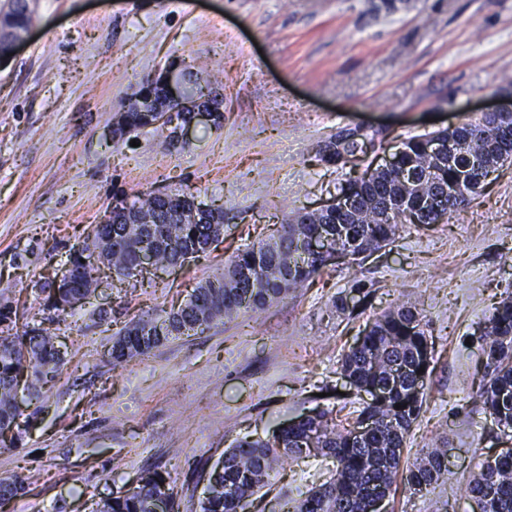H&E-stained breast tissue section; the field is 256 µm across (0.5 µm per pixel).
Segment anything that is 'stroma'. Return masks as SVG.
<instances>
[{"label": "stroma", "instance_id": "stroma-1", "mask_svg": "<svg viewBox=\"0 0 512 512\" xmlns=\"http://www.w3.org/2000/svg\"><path fill=\"white\" fill-rule=\"evenodd\" d=\"M38 17L0 66V305L43 316L38 285L60 271L115 193L158 186L223 208L205 255L133 294L76 308L68 347L22 444L0 474L26 489L0 512H92L142 471L169 474L179 512H199L205 475L237 438H268L316 409L357 407L340 370L368 321L408 302L434 345L426 401L404 447L439 445L448 477L398 486L386 512H476L463 487L512 447L475 401L487 316L512 296V163L437 224L403 225L361 264H330L264 310L169 340L113 366L114 334L141 311L183 304L281 224L317 210L363 166L329 164L326 143L357 126L386 153L409 137L480 118L512 89V0H29ZM185 64L221 80L224 123L172 147L152 128L110 130L144 76ZM349 308L337 310L336 298ZM336 469L276 465L250 512H275Z\"/></svg>", "mask_w": 512, "mask_h": 512}]
</instances>
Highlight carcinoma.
<instances>
[{
    "mask_svg": "<svg viewBox=\"0 0 512 512\" xmlns=\"http://www.w3.org/2000/svg\"><path fill=\"white\" fill-rule=\"evenodd\" d=\"M34 23L26 0H11L0 13V25L27 30ZM126 120L131 130L156 124L152 112L130 107ZM512 118L483 115L448 131V157L435 158L426 151L423 137L406 141L400 167L414 176L408 179L371 178L357 194L353 208L345 213L308 214L307 224H283L278 236L260 241L238 253L224 271L206 280L183 306L169 312L145 311L130 320L113 338L112 365L149 354L164 342L202 333L221 318L241 310L256 312L304 283L324 266L323 260L305 250L306 239L325 233L329 245L352 249L359 255L387 246L400 223L382 218L386 199L400 200L419 214L429 202L447 194L448 212L464 200L451 188L465 178L468 195L477 193L495 172L503 153H512ZM194 196L171 193L161 199L153 192L132 197L115 195L112 202L153 214L154 224H103L91 242L69 254V266L61 276L40 284L45 305L58 313L73 308L79 295L91 291L100 280L101 266L92 262L96 249L107 251L108 263L117 281H130L142 274L140 257H153L155 268L185 263L186 256L206 252L205 246L224 229L222 224H186L184 213ZM9 306L0 307V447L22 443L29 417L21 404L40 397L64 362L56 345L55 321L47 318L22 332L14 330ZM424 316L415 307L401 304L367 323L363 335L341 358L340 369L356 393L380 388L382 395L363 402L354 424L336 422L329 410L300 416L278 430L271 441L239 440L224 450V473L209 483L200 512H238L239 502L251 498L269 484L273 464L281 458L297 461L311 456L331 457L336 470L325 482L278 503V512H368L373 498H386L404 482L422 491L448 473L447 452L434 448L413 462L403 458L406 437L422 411L425 379L433 343L423 329ZM487 382L477 392L483 411L498 430L512 433V298L499 303L487 317L481 336ZM402 408H395V404ZM372 419L375 428L358 437L354 427ZM174 492L170 477L144 471L117 495L102 501L96 512H153L161 488ZM24 491V479L10 474L0 477V504ZM467 496L481 504L482 512H512V448L495 458L483 459L477 473L465 485Z\"/></svg>",
    "mask_w": 512,
    "mask_h": 512,
    "instance_id": "obj_1",
    "label": "carcinoma"
}]
</instances>
